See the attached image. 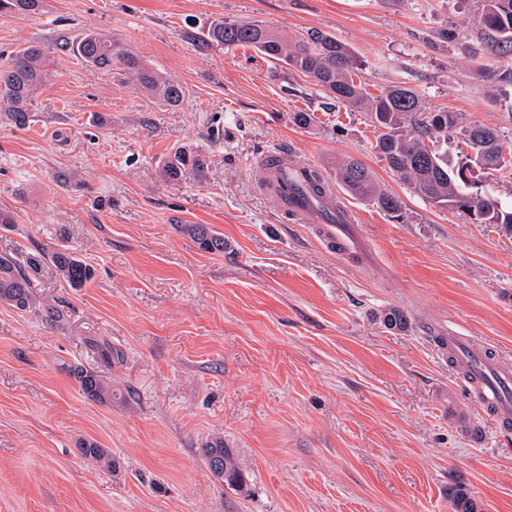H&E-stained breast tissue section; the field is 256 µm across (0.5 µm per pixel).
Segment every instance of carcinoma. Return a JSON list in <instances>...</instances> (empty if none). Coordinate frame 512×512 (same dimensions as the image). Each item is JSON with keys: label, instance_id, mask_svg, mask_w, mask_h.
<instances>
[{"label": "carcinoma", "instance_id": "cac0c4a2", "mask_svg": "<svg viewBox=\"0 0 512 512\" xmlns=\"http://www.w3.org/2000/svg\"><path fill=\"white\" fill-rule=\"evenodd\" d=\"M44 0H0V13L31 15L41 12ZM474 34L491 56L512 55V0H487ZM207 39L227 49L250 46L269 59L286 65L307 77L326 92L336 105L367 111L376 131L375 152L388 168L411 191L425 202L459 211L476 224H496L512 235V206L505 207L499 199L482 190V183L465 175L476 166L482 174L492 177L512 167V153L505 150L499 134L491 127L472 124L458 128L455 112L429 111L421 94L412 88L395 85L372 96L354 80L360 62L353 51L335 37L318 30H309L295 37L276 31L254 20L241 22L224 18L211 24ZM72 53L99 69L123 66L127 77L141 92L167 110L178 108L186 96L185 88L176 80L155 70L143 59L120 50L117 43L96 31H86L68 43ZM46 50L31 44L13 52L6 66L0 68V112L17 127L29 124L35 97L45 84ZM472 155L454 161L448 155V140L454 134ZM192 170L202 177L207 170L204 156L190 148L180 147L163 161L161 173L176 179ZM336 181L350 196L360 199L386 213H397L401 201L379 185L373 172L361 161L343 159L334 168ZM184 232L208 252L224 251V237L205 224H186ZM49 263L73 287L91 281L89 265L73 254L61 250L42 251L21 258L0 253V302L18 309H32L36 300L30 291L29 273ZM385 328L401 331L407 328L408 317L397 308L385 310L381 316ZM81 390L88 396L112 399V389L92 373L81 368L71 370ZM77 448L80 455L93 463L112 466L108 451L90 439H82ZM210 472L224 479L226 485L242 489L247 470L233 449L224 446L221 438L203 448ZM469 493L458 488L452 497V512H475Z\"/></svg>", "mask_w": 512, "mask_h": 512}]
</instances>
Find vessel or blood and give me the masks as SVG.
<instances>
[{"mask_svg": "<svg viewBox=\"0 0 512 512\" xmlns=\"http://www.w3.org/2000/svg\"><path fill=\"white\" fill-rule=\"evenodd\" d=\"M309 166L288 167L283 151L272 148L257 154L250 175L276 211L296 224L309 225L314 239L327 251L355 265L368 264L372 253L363 240L353 209L343 203L328 179L312 181ZM438 351L453 359L470 377L467 389L477 403L500 423L512 422V365L459 332L443 337Z\"/></svg>", "mask_w": 512, "mask_h": 512, "instance_id": "obj_1", "label": "vessel or blood"}]
</instances>
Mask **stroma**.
I'll return each mask as SVG.
<instances>
[{"instance_id": "35a3bbf8", "label": "stroma", "mask_w": 512, "mask_h": 512, "mask_svg": "<svg viewBox=\"0 0 512 512\" xmlns=\"http://www.w3.org/2000/svg\"><path fill=\"white\" fill-rule=\"evenodd\" d=\"M486 0H45L0 14V66L42 44L47 83L26 127L0 112V253L66 248L94 278L44 265L39 310L0 302V512H450L464 487L512 512V432L474 405L435 351L458 330L512 361V237L416 197L375 154L364 111L249 46L204 41L223 18L316 29L348 45L371 94L402 83L427 108L495 128L512 149V86L472 31ZM93 30L180 82L162 107L65 44ZM297 112L315 114L307 128ZM188 145L208 163L163 180ZM332 174L364 162L402 202L394 219L355 198L369 266L282 223L249 174L259 151ZM223 236L210 253L183 232ZM408 317L383 327V310ZM111 357H104V347ZM119 394L86 396L70 374ZM109 451L105 467L80 439ZM223 439L249 471L234 490L202 450ZM77 448L80 455L88 461L102 464L106 467L112 464V459L108 451L105 448H101L94 440L82 439L78 442Z\"/></svg>"}]
</instances>
